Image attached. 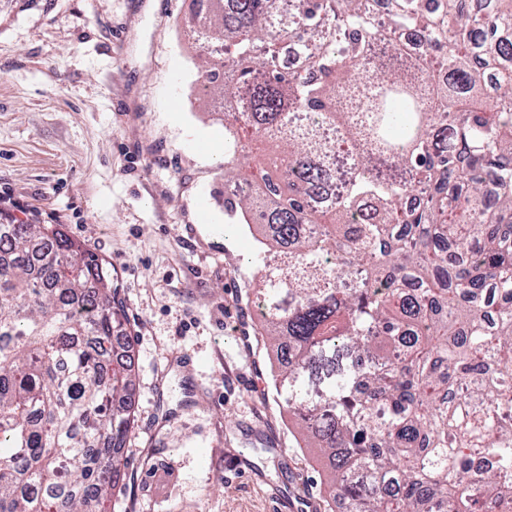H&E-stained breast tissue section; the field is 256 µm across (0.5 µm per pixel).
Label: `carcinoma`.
I'll list each match as a JSON object with an SVG mask.
<instances>
[{"label":"carcinoma","instance_id":"cac0c4a2","mask_svg":"<svg viewBox=\"0 0 512 512\" xmlns=\"http://www.w3.org/2000/svg\"><path fill=\"white\" fill-rule=\"evenodd\" d=\"M480 2L215 0L187 33L203 85L248 103L225 113L224 215L263 231L276 398L346 512H512V0ZM285 42L319 81L276 68ZM241 128L269 145L258 178L234 172ZM124 323L111 267L0 212V512L122 493Z\"/></svg>","mask_w":512,"mask_h":512}]
</instances>
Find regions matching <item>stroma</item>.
Instances as JSON below:
<instances>
[{"label": "stroma", "instance_id": "35a3bbf8", "mask_svg": "<svg viewBox=\"0 0 512 512\" xmlns=\"http://www.w3.org/2000/svg\"><path fill=\"white\" fill-rule=\"evenodd\" d=\"M194 22V0H0V210L61 225L125 301L121 512H289L271 496L287 480L325 512L319 451L273 397L258 243L224 221Z\"/></svg>", "mask_w": 512, "mask_h": 512}]
</instances>
